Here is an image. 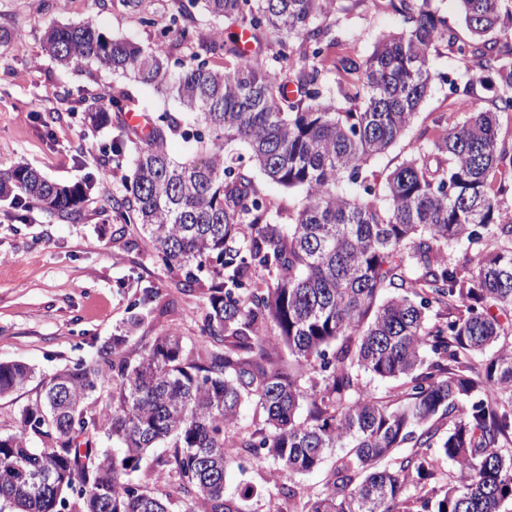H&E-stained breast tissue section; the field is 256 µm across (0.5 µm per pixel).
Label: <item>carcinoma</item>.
Listing matches in <instances>:
<instances>
[{
  "instance_id": "obj_1",
  "label": "carcinoma",
  "mask_w": 512,
  "mask_h": 512,
  "mask_svg": "<svg viewBox=\"0 0 512 512\" xmlns=\"http://www.w3.org/2000/svg\"><path fill=\"white\" fill-rule=\"evenodd\" d=\"M123 2L140 26L156 25L142 0ZM337 2L180 0L148 45L108 36L92 18L47 27L43 50L58 64L131 78L169 107L148 134L129 127L104 150L129 171L124 196L18 163L0 169V201L76 222L96 188L115 223L140 226L182 273L184 289L207 266L213 280L195 350L170 329L133 357L120 334L91 361L42 379L39 400L0 437V512H169L175 500L186 512H243L254 485L224 495L226 461L241 455L273 463L288 512H414L412 497L422 512H503L512 500V208L503 206L512 143L498 123L512 112V0H459L467 40L435 0H398L402 28L364 59L331 55L341 34L326 18ZM200 10L271 34L276 60L297 40L306 50L278 74L222 28L198 39ZM23 41L1 27L0 55ZM184 45L187 61L174 54ZM437 46L476 63L490 95L464 109L465 121L422 134L395 168L371 170L440 77ZM130 101L114 87L84 123L106 127ZM269 181L303 195L301 205L274 206ZM449 244L477 250V263L444 260ZM258 269L267 278L253 288ZM436 305L462 311L434 322ZM363 374L406 388L387 405L365 392ZM32 378L28 366L0 362V396ZM249 406L267 429L231 435ZM101 436L119 452L97 447ZM165 441L173 451L151 469L174 480L155 491L129 482ZM331 454L323 487L298 497L294 478ZM438 457L457 468L442 494Z\"/></svg>"
}]
</instances>
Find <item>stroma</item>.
Returning a JSON list of instances; mask_svg holds the SVG:
<instances>
[{
	"mask_svg": "<svg viewBox=\"0 0 512 512\" xmlns=\"http://www.w3.org/2000/svg\"><path fill=\"white\" fill-rule=\"evenodd\" d=\"M156 28H143L121 0H0V27L19 31L24 47L0 57V169L18 162L41 170L66 185L88 179L106 181L111 195L124 193V173L113 168L101 148L111 143L126 122L115 116L111 126L93 133L83 125L87 102L109 96L112 78L90 77L87 65L62 67L42 49L46 26L78 24L95 18L114 36L150 43L157 27L168 25L175 0H143ZM327 21L343 35L341 54L366 57L375 41L395 31L401 18L389 0H348L346 9ZM440 78L433 84L406 135L386 153L371 160L372 169H393L417 144L419 134L438 118L460 119L454 87L479 83L476 69L464 66L445 48L432 54ZM155 288L169 312L153 310L136 327L128 349H140L162 331L177 330L186 348L201 342L207 311L202 290H183L177 271L168 269L142 240L135 225L117 232L100 197L86 203L78 222L49 216L33 206L0 202V362H22L35 371L25 388L0 397V435L14 432L24 408L40 393L39 380L66 366L94 359L133 313L144 287ZM259 488L245 502L246 512H281L266 462L232 461L225 496L237 495L241 484Z\"/></svg>",
	"mask_w": 512,
	"mask_h": 512,
	"instance_id": "stroma-1",
	"label": "stroma"
}]
</instances>
